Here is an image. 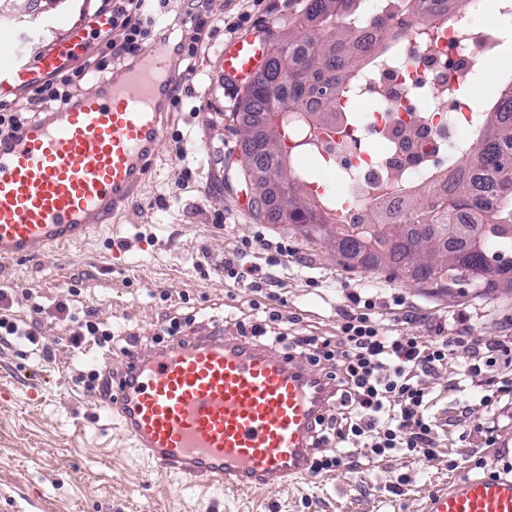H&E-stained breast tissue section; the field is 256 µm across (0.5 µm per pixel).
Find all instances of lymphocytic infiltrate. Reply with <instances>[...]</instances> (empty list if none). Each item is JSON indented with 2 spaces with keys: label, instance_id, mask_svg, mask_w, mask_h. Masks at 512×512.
I'll list each match as a JSON object with an SVG mask.
<instances>
[{
  "label": "lymphocytic infiltrate",
  "instance_id": "obj_1",
  "mask_svg": "<svg viewBox=\"0 0 512 512\" xmlns=\"http://www.w3.org/2000/svg\"><path fill=\"white\" fill-rule=\"evenodd\" d=\"M192 4L193 0H114L111 24L118 36L108 42V55L71 67L69 74L38 81L34 102L63 104L77 96L81 82L107 79L115 65L138 53L141 41L167 15L181 27L188 51H195L204 22L192 11ZM348 300L332 336L291 331V317L255 299L250 302L252 318L238 321L237 331L282 351L305 354L310 365L334 385L336 408L318 419L315 445L322 449L332 442L337 452L316 456L314 472L343 465L357 471L363 461L388 457L410 462L433 456L439 434L430 411L438 398L428 379L456 363L458 376L450 388L465 392L484 369L512 367V339L452 336L442 324L429 338L410 331L388 336L373 316L375 296L355 293ZM355 443L365 448L364 460L348 454V447Z\"/></svg>",
  "mask_w": 512,
  "mask_h": 512
}]
</instances>
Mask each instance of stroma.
Instances as JSON below:
<instances>
[{
	"mask_svg": "<svg viewBox=\"0 0 512 512\" xmlns=\"http://www.w3.org/2000/svg\"><path fill=\"white\" fill-rule=\"evenodd\" d=\"M299 11L294 0H200L206 26L195 55L177 62L189 79L176 88L162 158L143 195L103 233L68 252L0 268V309L35 321L56 355L45 362L28 342L0 345V512H421L430 492L468 477H512V404L497 418L480 406V387L448 391L452 373L436 381L444 396L434 409L440 446L432 459L401 468L383 460L358 474L324 471L268 492L209 490L150 473L126 444L116 421L100 410L78 375L98 370L103 350L69 345L71 318L93 312L112 330L110 353L120 362L129 344L155 345L166 315L195 317L194 332L234 335L226 317H248L254 294L224 276V259L243 241L244 264L266 266L264 291L284 306L302 332L332 336L338 308L351 292L377 295L389 333L449 334L487 339L512 336V294L479 293L462 282L441 295L418 282L339 261L329 242L307 240L295 227L258 218L245 179L239 102L245 83L210 76L222 46L271 29L287 33ZM112 0H0V41L38 58L48 49L87 59L104 51ZM292 251L269 265L274 243ZM41 313H33V304ZM493 421L488 448L481 422ZM467 441H460V434ZM400 493L390 487L399 474ZM367 490H360V480Z\"/></svg>",
	"mask_w": 512,
	"mask_h": 512,
	"instance_id": "obj_1",
	"label": "stroma"
}]
</instances>
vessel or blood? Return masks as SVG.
I'll list each match as a JSON object with an SVG mask.
<instances>
[{"instance_id": "b4317fda", "label": "vessel or blood", "mask_w": 512, "mask_h": 512, "mask_svg": "<svg viewBox=\"0 0 512 512\" xmlns=\"http://www.w3.org/2000/svg\"><path fill=\"white\" fill-rule=\"evenodd\" d=\"M220 78L249 79L265 58L245 37L219 54ZM0 44V94L56 72ZM176 66L169 35L109 81L0 139V262L84 240L127 211L159 156ZM98 405L156 470L192 485L272 490L307 476L316 419L334 394L294 358L218 333L103 361ZM424 512H512V477L468 478L429 494Z\"/></svg>"}]
</instances>
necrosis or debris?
<instances>
[{
    "mask_svg": "<svg viewBox=\"0 0 512 512\" xmlns=\"http://www.w3.org/2000/svg\"><path fill=\"white\" fill-rule=\"evenodd\" d=\"M476 0H459L448 27L428 46H398L396 60L378 59L363 69L355 101L374 103L363 133H356L344 109H337L335 133H315L302 155L335 162L337 171L355 170L347 183L343 223L366 224L372 206L399 202L419 183L433 179L438 156L465 155L472 133L484 123V108H472L449 94L467 77L483 72L512 38L507 30L472 28ZM376 137L380 149H360L362 134Z\"/></svg>",
    "mask_w": 512,
    "mask_h": 512,
    "instance_id": "obj_1",
    "label": "necrosis or debris"
}]
</instances>
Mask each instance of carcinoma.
I'll return each instance as SVG.
<instances>
[{
  "instance_id": "1",
  "label": "carcinoma",
  "mask_w": 512,
  "mask_h": 512,
  "mask_svg": "<svg viewBox=\"0 0 512 512\" xmlns=\"http://www.w3.org/2000/svg\"><path fill=\"white\" fill-rule=\"evenodd\" d=\"M366 0H306L288 42L273 46L266 63L268 77L254 81L240 109L258 117L274 98L279 111L298 114L307 102L333 106L357 91L362 65L388 53L396 39L409 32L415 18L448 25L457 0H400L394 13L371 10ZM288 69V81L272 82ZM276 150L255 165L253 177L266 193V175L277 166ZM288 193L298 204L275 223L293 224L309 239L316 238L314 212L334 217L343 200L328 192L307 191L311 181L290 169L284 173ZM452 180L446 195L440 181ZM403 218L390 222L384 205L373 212L371 224H340L336 251L344 263L392 268V276H407L432 288L448 289L458 281L489 292L512 284V91L486 113L484 133L463 156L452 174L441 173L424 183L398 208ZM432 225L433 244L423 249L422 262L407 268L409 252L419 241L421 225Z\"/></svg>"
}]
</instances>
